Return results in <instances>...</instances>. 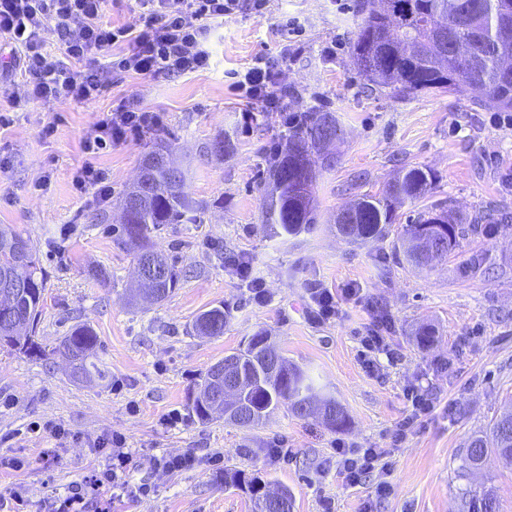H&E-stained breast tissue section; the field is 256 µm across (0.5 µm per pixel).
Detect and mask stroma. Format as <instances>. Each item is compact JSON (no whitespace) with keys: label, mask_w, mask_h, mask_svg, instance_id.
Returning <instances> with one entry per match:
<instances>
[{"label":"stroma","mask_w":512,"mask_h":512,"mask_svg":"<svg viewBox=\"0 0 512 512\" xmlns=\"http://www.w3.org/2000/svg\"><path fill=\"white\" fill-rule=\"evenodd\" d=\"M359 0H273L257 17H226L212 41V69L184 76L104 73L94 99H35L23 78L0 79L7 128L0 130V224L15 225L40 246L49 277L34 340L42 355L0 349V496L20 491V512H41L51 495H67L102 457L94 440L121 434L131 454L132 484L149 494H125L112 512H254L249 494L225 486L235 468L288 487L293 512H465L469 498L493 490L497 512H512V464L488 455L464 469L466 446L512 402V219L494 234L466 235L448 260L418 271L395 247L416 206L403 207L380 240L352 245L336 235L332 218L355 196L381 192L401 167L437 176L429 200L471 217L490 203L512 211V126L501 111L472 103L471 89L397 100L369 93L350 52ZM299 19L301 35L282 36L283 18ZM283 54V83L304 107L326 108L340 126L337 160L316 184L319 221L295 236L278 237L262 222L259 183L270 147L285 132L279 113L243 103L227 75L261 55ZM130 101L162 113L163 125L101 155L112 194L90 203L73 178L86 163L82 142L101 113ZM218 135L235 149L224 161L203 155ZM173 138L189 168L194 198L223 199L197 224H168L151 235L154 248L188 271L159 304L133 305L128 289L135 254L119 240L117 193L133 182L156 138ZM245 260L266 289L254 300L231 259ZM479 261L469 271L471 261ZM358 289L337 317L315 321L309 290ZM225 305L223 335H195L203 310ZM386 319L385 335L399 358L368 373L359 338ZM96 331L100 371L71 373L52 350L69 327ZM435 330L427 348L418 328ZM271 336L289 361L310 372L318 391L349 415L334 431L279 406L260 424L199 421L190 396L224 355L255 333ZM425 390L435 409L395 449L393 492L377 496V475L347 484L336 469L333 443L392 447L391 433L409 413V387ZM177 424H166L170 412ZM41 424L28 432L30 422ZM287 459L270 461L273 441ZM220 451L223 463L203 462ZM147 453L191 454L179 472L148 467ZM20 460L22 468L11 465Z\"/></svg>","instance_id":"35a3bbf8"}]
</instances>
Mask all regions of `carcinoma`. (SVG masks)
Here are the masks:
<instances>
[{
	"label": "carcinoma",
	"instance_id": "carcinoma-1",
	"mask_svg": "<svg viewBox=\"0 0 512 512\" xmlns=\"http://www.w3.org/2000/svg\"><path fill=\"white\" fill-rule=\"evenodd\" d=\"M359 23L351 56L358 72L379 92L395 99L448 93L466 87L482 91L475 105L480 108L512 110V77L505 78L503 62L512 61V0H361ZM298 120L287 127L275 151L269 156L263 182L262 208L265 223L275 235H296L316 222L313 188L320 170L330 168L324 140L338 137L340 128L330 110L309 107L295 112ZM234 150L230 138L210 140L204 153L219 159ZM187 169L172 144L159 140L145 156L138 181L119 197L123 213L121 233L135 252L138 266L152 259L163 267L161 279L151 288V299L162 302L179 284L181 273L164 254L148 246L149 235L165 224H199L209 204L185 191ZM435 180L433 172L410 167L401 170L383 195L364 194L351 206L349 222L336 225L347 242H365L388 235L398 209L424 199ZM498 218L487 209L469 224L458 222L453 211L442 203L418 213L417 220L404 225L399 252L412 267L433 266L431 259L411 247L409 239L428 224L448 226V246L441 259L455 250L458 238L472 232L493 234ZM48 274L41 266L38 246L11 224H0V291L12 286V315L25 329L37 325L41 315ZM230 312L214 307L201 313L193 324L199 336H222ZM99 347L95 330L86 323L73 325L54 352L74 363V371L87 373V360ZM264 389L250 398L262 421L285 404L298 418L308 414L304 403L315 395L312 377L295 364L288 373L267 374ZM330 416L328 426L344 430L349 417L332 397L325 398ZM512 459V410L501 413L489 432L473 435L465 453V468L482 464L489 450ZM224 485L250 493L255 512H292V502L264 509L260 489L266 486L257 477L241 470H224Z\"/></svg>",
	"mask_w": 512,
	"mask_h": 512
}]
</instances>
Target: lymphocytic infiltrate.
Here are the masks:
<instances>
[{"label":"lymphocytic infiltrate","mask_w":512,"mask_h":512,"mask_svg":"<svg viewBox=\"0 0 512 512\" xmlns=\"http://www.w3.org/2000/svg\"><path fill=\"white\" fill-rule=\"evenodd\" d=\"M270 0H137L141 24L130 28L103 22L107 0H0V37L13 46L11 71L24 76L35 98L72 97L90 100L101 87L100 58L113 72L143 77L178 76L208 69L215 26L225 17L247 12L264 16ZM58 43L62 56L48 46ZM233 87L263 111L282 112V87L277 59L257 58ZM161 113L122 105L103 113L85 137L83 148L94 157L101 151L160 127ZM105 450L103 464L90 470L63 498L51 497L44 512H85L90 497L104 485L123 488L130 454L125 437L115 434L95 441ZM336 465L344 480L359 484L377 474L376 493L390 494L391 448H358L337 444Z\"/></svg>","instance_id":"lymphocytic-infiltrate-1"}]
</instances>
